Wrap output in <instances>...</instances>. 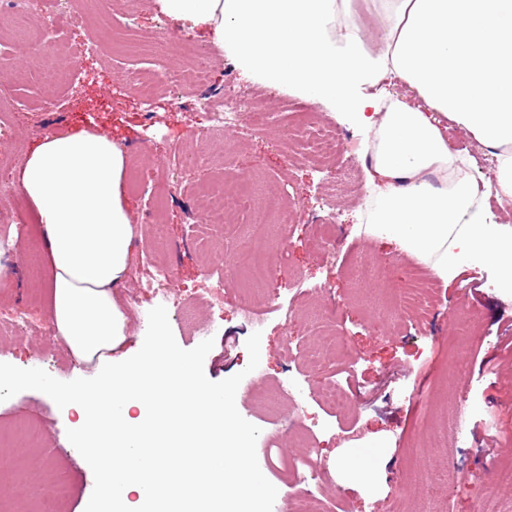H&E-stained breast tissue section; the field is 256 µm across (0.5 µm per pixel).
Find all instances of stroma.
I'll use <instances>...</instances> for the list:
<instances>
[{
	"instance_id": "1",
	"label": "stroma",
	"mask_w": 512,
	"mask_h": 512,
	"mask_svg": "<svg viewBox=\"0 0 512 512\" xmlns=\"http://www.w3.org/2000/svg\"><path fill=\"white\" fill-rule=\"evenodd\" d=\"M69 37L93 43L95 50L77 57L60 49L52 58L64 75L59 82L33 76L26 44L0 46V69L10 74L15 106L10 133L0 135V178L13 180L28 150L55 131L96 129L131 156L141 184L124 190L137 239L117 296L135 297L137 315L127 320L126 340L116 354L137 361L161 317L167 341L194 361L198 375L233 392L232 416L245 431L244 464L262 474L268 487L266 496L243 497V504L293 512L300 486L311 489L320 505L338 501L341 512H474L476 500L496 496L495 466L512 457V300L487 288L486 271L468 268L447 284L433 279L426 317L396 315L395 294L406 292L423 263L368 236L365 205L326 180L334 171H362L361 154L287 162L288 127L281 122L266 134L243 126L207 132L191 106L198 92L190 83L172 84L152 103L129 90L128 70L154 68L150 52L115 47L108 31L94 27ZM178 149L203 160L172 166ZM228 155L234 166L227 171ZM223 179L243 185L257 200L274 189L285 191L298 209L287 223L261 229L246 228L238 214H230L223 247L201 245V190ZM159 211L167 225L163 241L150 228ZM332 211L338 222L329 237L323 223ZM4 234L25 237L28 245L10 259L12 285L0 289V313L23 311L32 326L0 337V363L16 372L38 362L64 388L93 381L94 365L77 363L44 326V242L20 193L0 196ZM244 241L267 254L270 279L227 283L223 321L200 332L197 325L208 310L196 301L195 290L223 279L224 260L234 258ZM366 259L385 266L387 275L360 289L355 278ZM154 261L170 268L172 294L192 303L196 322L184 321L151 292L138 291L144 265ZM294 276L309 291H290ZM271 291L278 293L281 309L266 314L263 330H255L236 305H261ZM330 325L339 342L315 335V327ZM287 342L292 352L284 351ZM204 344L210 353L202 357L198 349ZM321 345L328 348L327 360L342 368L336 379L355 402L350 413L317 399L325 376L304 353ZM452 391L477 407L458 431L448 426ZM77 424L73 411L34 389L0 402V458L9 467L0 476V507L34 512L50 493L48 471L60 468L70 483L61 512H99L100 473L73 447ZM309 443L329 475L324 483L307 473L294 478L288 468Z\"/></svg>"
}]
</instances>
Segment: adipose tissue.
<instances>
[{
    "mask_svg": "<svg viewBox=\"0 0 512 512\" xmlns=\"http://www.w3.org/2000/svg\"><path fill=\"white\" fill-rule=\"evenodd\" d=\"M384 46L372 53L346 0H153L157 15L204 30L234 69L276 91L349 112L366 129L363 156L371 236L427 263L443 282L483 268L512 298V225L481 206L468 158L450 150V120L494 150L504 207H512V0H381ZM396 79L421 101L367 90ZM131 159L104 134L48 135L16 175L44 238L47 312L76 361L96 363L92 385L60 387L38 364L0 378V400L32 388L75 410L74 445L101 468L99 500L116 512L129 496L165 498L185 512L189 498L237 512L240 488L264 493L242 469L230 396L197 376L156 331L136 366H114L126 336L114 298L134 246L123 182ZM179 453L147 449L159 424ZM208 480L173 486L186 466Z\"/></svg>",
    "mask_w": 512,
    "mask_h": 512,
    "instance_id": "adipose-tissue-1",
    "label": "adipose tissue"
}]
</instances>
